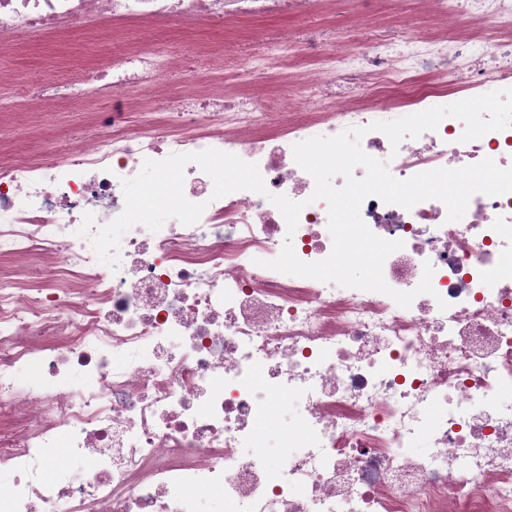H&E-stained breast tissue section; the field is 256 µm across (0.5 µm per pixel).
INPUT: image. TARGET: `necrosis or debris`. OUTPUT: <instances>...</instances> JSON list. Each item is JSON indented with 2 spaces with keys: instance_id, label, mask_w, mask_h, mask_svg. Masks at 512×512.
Segmentation results:
<instances>
[{
  "instance_id": "necrosis-or-debris-1",
  "label": "necrosis or debris",
  "mask_w": 512,
  "mask_h": 512,
  "mask_svg": "<svg viewBox=\"0 0 512 512\" xmlns=\"http://www.w3.org/2000/svg\"><path fill=\"white\" fill-rule=\"evenodd\" d=\"M358 0L355 38L323 25L308 60L288 38L221 55L225 78L187 80L176 108L163 92L181 59L128 42L104 68L68 82L12 78L16 101L42 112L62 100L108 98L112 133H79L60 151L0 158V469L13 473L0 512H512V192L473 195L462 220L426 200L412 209L367 198L362 219L403 241L384 262L398 291L435 268L433 294L410 307L389 296L264 268L292 237L305 262L331 252L328 205L294 144L364 129L363 150L399 179L492 158L512 166V127L467 143L464 123L392 147L373 130L441 105L512 87V0H416L431 35L375 29L380 4ZM316 0H0V46L19 36L150 22L221 29L244 20L304 18ZM337 55L323 56V41ZM284 68L288 81L246 86ZM138 98L156 108L128 124ZM217 149L257 164L269 194L304 202L294 235L251 191L212 199L196 164L184 194L205 203L192 226H134L120 266L79 236L124 207L123 180L144 160ZM302 402L270 458L257 436L272 406ZM425 454H413L419 441ZM67 448L60 456L59 448ZM86 464L80 482L69 462Z\"/></svg>"
}]
</instances>
